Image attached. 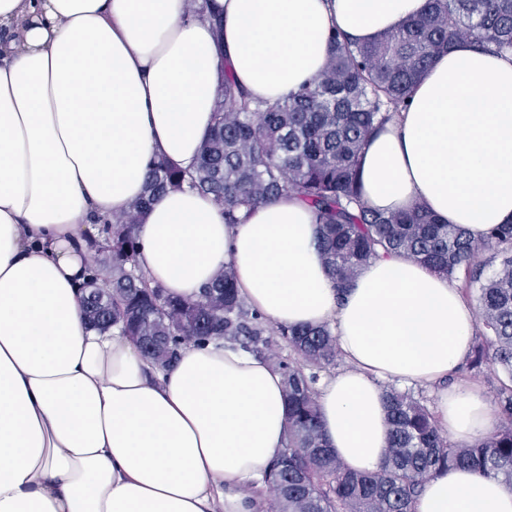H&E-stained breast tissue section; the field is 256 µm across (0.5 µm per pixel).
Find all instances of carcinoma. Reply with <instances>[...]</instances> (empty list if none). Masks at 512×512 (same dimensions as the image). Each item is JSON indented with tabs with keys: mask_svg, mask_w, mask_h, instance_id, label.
Here are the masks:
<instances>
[{
	"mask_svg": "<svg viewBox=\"0 0 512 512\" xmlns=\"http://www.w3.org/2000/svg\"><path fill=\"white\" fill-rule=\"evenodd\" d=\"M484 50L512 51V0H428L427 9L371 43L340 30L328 38L323 73L267 103L251 100L224 74L213 122L193 171L164 159L148 168L144 194L112 215L101 232L109 246L96 248L106 276L85 283L89 325H115L132 337L155 365H170L185 340L222 339L254 355L271 357L273 336L294 356L274 359L288 401L285 447L269 467V512H412L424 483L450 466L493 476L512 487V423L474 444L448 441L422 398L385 389L390 443L374 472L348 469L328 446L316 400L318 372L335 364L336 338L326 325L272 327L241 296L235 270L224 265L194 300L150 286L136 261V224L153 201L188 186L224 205V223L292 193L317 224L316 246L336 295L342 299L371 261L399 253L453 280L464 274L478 285L477 316L484 331L461 371L496 367L502 411L512 418V221L476 236L443 223L426 207L382 213L362 202L361 159L369 138L402 109L433 61L456 41ZM501 249L496 271L483 277L477 261ZM112 289V306L100 289Z\"/></svg>",
	"mask_w": 512,
	"mask_h": 512,
	"instance_id": "cac0c4a2",
	"label": "carcinoma"
}]
</instances>
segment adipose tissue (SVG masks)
<instances>
[{
	"instance_id": "adipose-tissue-1",
	"label": "adipose tissue",
	"mask_w": 512,
	"mask_h": 512,
	"mask_svg": "<svg viewBox=\"0 0 512 512\" xmlns=\"http://www.w3.org/2000/svg\"><path fill=\"white\" fill-rule=\"evenodd\" d=\"M0 0V512H259L285 445L281 371L220 340L154 369L119 328L93 330L82 286L93 222L140 198L152 159L189 169L223 72L275 101L324 70L338 29L368 42L427 0ZM362 199L416 204L472 232L512 221V53L466 41L426 70L368 141ZM308 207L284 194L224 221L213 196H160L136 227L138 266L192 299L224 264L275 325H329L347 366L317 401L330 448L373 471L389 446L383 384L434 386L455 442L485 437L483 398L442 388L476 316L447 278L399 254L337 300ZM413 512H512L501 479L437 473Z\"/></svg>"
}]
</instances>
